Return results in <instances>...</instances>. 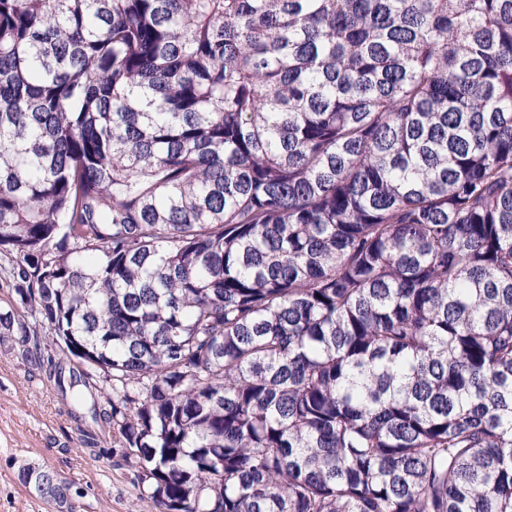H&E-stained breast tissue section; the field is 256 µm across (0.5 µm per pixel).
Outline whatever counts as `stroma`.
Segmentation results:
<instances>
[{"mask_svg": "<svg viewBox=\"0 0 512 512\" xmlns=\"http://www.w3.org/2000/svg\"><path fill=\"white\" fill-rule=\"evenodd\" d=\"M69 408L17 341H0V512H57L19 481L28 465L52 469L68 483L75 512H157L151 500L139 498L120 456L98 458L82 447Z\"/></svg>", "mask_w": 512, "mask_h": 512, "instance_id": "35a3bbf8", "label": "stroma"}]
</instances>
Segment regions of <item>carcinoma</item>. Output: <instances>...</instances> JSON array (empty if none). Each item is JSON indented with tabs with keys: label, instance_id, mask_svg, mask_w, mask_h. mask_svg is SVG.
I'll return each mask as SVG.
<instances>
[{
	"label": "carcinoma",
	"instance_id": "obj_1",
	"mask_svg": "<svg viewBox=\"0 0 512 512\" xmlns=\"http://www.w3.org/2000/svg\"><path fill=\"white\" fill-rule=\"evenodd\" d=\"M0 254L158 512H512V0H0Z\"/></svg>",
	"mask_w": 512,
	"mask_h": 512
}]
</instances>
